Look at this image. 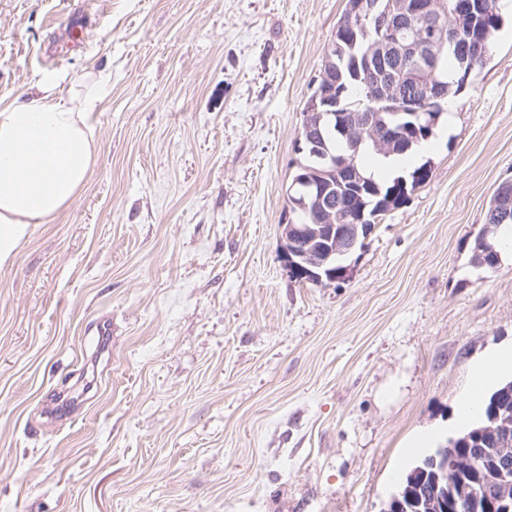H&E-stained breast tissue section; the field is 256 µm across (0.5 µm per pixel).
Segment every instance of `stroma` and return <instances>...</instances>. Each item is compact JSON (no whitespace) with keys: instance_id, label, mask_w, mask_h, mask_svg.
I'll return each mask as SVG.
<instances>
[{"instance_id":"stroma-1","label":"stroma","mask_w":512,"mask_h":512,"mask_svg":"<svg viewBox=\"0 0 512 512\" xmlns=\"http://www.w3.org/2000/svg\"><path fill=\"white\" fill-rule=\"evenodd\" d=\"M344 4L0 0V105L111 75L86 185L0 268V512H381L413 441L447 446L475 364L512 347V260L472 264L512 183V27L411 154L430 181L346 279L298 284L285 188ZM500 194L502 198V209L509 211L511 200H512V194L510 191V183L505 184L500 189ZM501 204L498 196L496 195V191L492 195L488 209L486 214V225L482 229L481 235L482 237L486 238L491 232H492V224H487L492 221H496V224H500L499 235L508 241H512V209L510 208V216L505 220H496V214L500 211ZM502 224V225H501Z\"/></svg>"}]
</instances>
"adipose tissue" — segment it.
<instances>
[{
  "instance_id": "obj_1",
  "label": "adipose tissue",
  "mask_w": 512,
  "mask_h": 512,
  "mask_svg": "<svg viewBox=\"0 0 512 512\" xmlns=\"http://www.w3.org/2000/svg\"><path fill=\"white\" fill-rule=\"evenodd\" d=\"M61 79L43 74L23 101L0 106V266L9 262L33 224H50L83 188L98 158L91 117L108 75L63 96ZM512 370V350L487 353L458 406L461 421L477 419L486 385Z\"/></svg>"
}]
</instances>
